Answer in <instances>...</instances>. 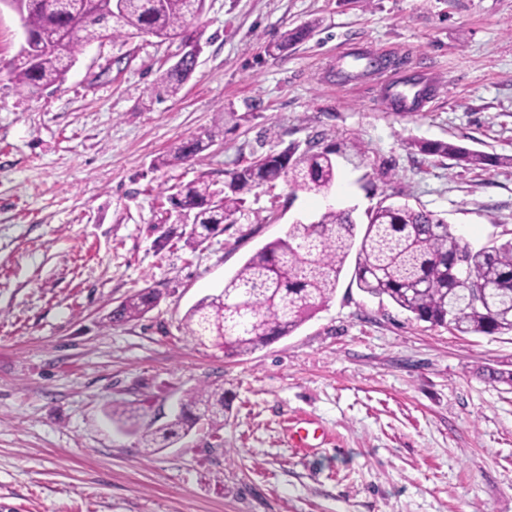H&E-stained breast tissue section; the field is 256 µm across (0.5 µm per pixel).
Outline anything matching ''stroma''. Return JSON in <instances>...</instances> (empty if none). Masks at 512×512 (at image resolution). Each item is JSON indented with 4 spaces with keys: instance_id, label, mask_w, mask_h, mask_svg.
Returning <instances> with one entry per match:
<instances>
[{
    "instance_id": "stroma-1",
    "label": "stroma",
    "mask_w": 512,
    "mask_h": 512,
    "mask_svg": "<svg viewBox=\"0 0 512 512\" xmlns=\"http://www.w3.org/2000/svg\"><path fill=\"white\" fill-rule=\"evenodd\" d=\"M198 31L177 97L155 87L183 43L151 35L93 42L62 83L27 94L6 68L21 23L0 0V512H512V333L415 320L349 267L313 318L251 355L181 331L253 251L329 204L363 223L405 202L476 248L512 237V0H205ZM346 52L420 78L428 100L404 112L383 73L340 78ZM228 112L203 160L156 166ZM313 140L335 151L328 195L253 190L205 239L167 221L174 186L220 188L255 155ZM144 288L157 305L108 327ZM212 381L227 393L220 433L202 422L152 452L107 417L132 403L159 428ZM295 421L325 439L292 447ZM422 153L450 158L473 166H480L489 161L490 156L463 146L449 142H422L419 145Z\"/></svg>"
}]
</instances>
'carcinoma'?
<instances>
[{
    "instance_id": "cac0c4a2",
    "label": "carcinoma",
    "mask_w": 512,
    "mask_h": 512,
    "mask_svg": "<svg viewBox=\"0 0 512 512\" xmlns=\"http://www.w3.org/2000/svg\"><path fill=\"white\" fill-rule=\"evenodd\" d=\"M22 17L27 45L9 63L15 88L32 92L61 83L77 56L104 37L152 35L170 39L189 32L203 0H5ZM194 63L171 66L160 94L176 96ZM216 132L183 138L158 159L162 166L203 159ZM422 153L473 166L490 156L449 142H422ZM283 179L293 192L327 194L336 181L332 151L310 142L302 152L286 148L261 155L228 172L224 189L197 179L175 187L167 197L175 224H194L206 238L233 223L245 196ZM353 281L362 291L387 297L418 321L461 334L512 332V239L479 249L455 235L439 215L407 204L379 205L368 222L353 212L328 207L311 222L296 221L284 236L255 250L222 290L201 298L185 314L183 335L196 346H212L226 358L248 356L295 332L335 295L350 255ZM157 304L143 289L122 301L109 317L120 326L142 318ZM224 384L204 383L187 392L179 411L164 427L141 429L139 409L114 404L112 422L139 436L145 448H165L189 435L201 421L224 428Z\"/></svg>"
}]
</instances>
